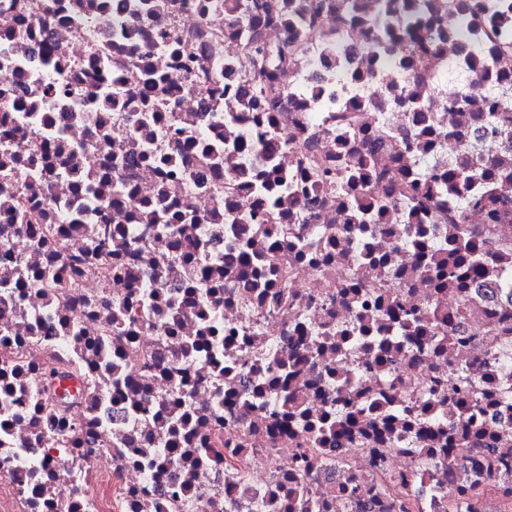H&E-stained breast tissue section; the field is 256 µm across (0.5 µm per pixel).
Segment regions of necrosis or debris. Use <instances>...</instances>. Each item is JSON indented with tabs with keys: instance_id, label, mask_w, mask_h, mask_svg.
Masks as SVG:
<instances>
[{
	"instance_id": "1",
	"label": "necrosis or debris",
	"mask_w": 512,
	"mask_h": 512,
	"mask_svg": "<svg viewBox=\"0 0 512 512\" xmlns=\"http://www.w3.org/2000/svg\"><path fill=\"white\" fill-rule=\"evenodd\" d=\"M239 2L0 0V512H512V9ZM406 0L399 2L390 0L386 5V36L388 38H403L417 40L419 47L423 49V41L429 36L432 28L441 23V18H417L408 11ZM293 53L288 42L281 46L250 44L246 48L244 64L248 69L259 72L264 78V89L273 90L275 85L282 82L288 72V56ZM262 87L259 93H262Z\"/></svg>"
}]
</instances>
